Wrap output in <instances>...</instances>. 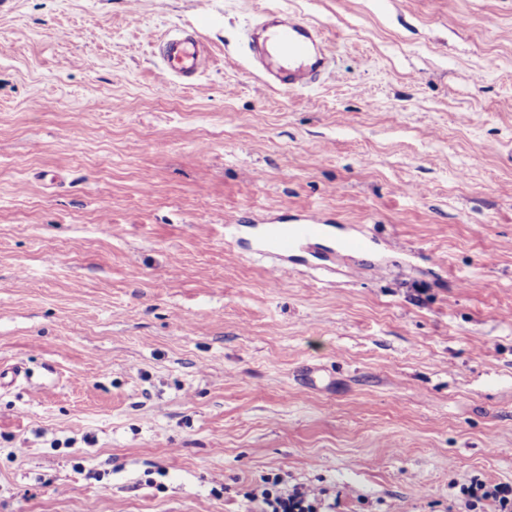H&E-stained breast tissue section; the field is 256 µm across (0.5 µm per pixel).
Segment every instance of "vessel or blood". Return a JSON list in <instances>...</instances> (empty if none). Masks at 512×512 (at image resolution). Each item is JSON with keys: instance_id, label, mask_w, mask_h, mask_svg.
Here are the masks:
<instances>
[{"instance_id": "1", "label": "vessel or blood", "mask_w": 512, "mask_h": 512, "mask_svg": "<svg viewBox=\"0 0 512 512\" xmlns=\"http://www.w3.org/2000/svg\"><path fill=\"white\" fill-rule=\"evenodd\" d=\"M292 63L282 77L283 84L294 89L308 87L326 77L330 62L323 51L325 37L322 30L295 16L279 18L269 33ZM162 72L170 90L178 91L192 86L204 61L203 44L195 36L178 33L167 35L162 45ZM329 231L327 224L315 216H305L294 224H271L266 231L268 254L275 257V273L286 271L288 256L308 248L323 239ZM337 249L345 255L371 254L372 240L360 234L342 235Z\"/></svg>"}]
</instances>
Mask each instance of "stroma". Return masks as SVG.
I'll return each instance as SVG.
<instances>
[{"label":"stroma","mask_w":512,"mask_h":512,"mask_svg":"<svg viewBox=\"0 0 512 512\" xmlns=\"http://www.w3.org/2000/svg\"><path fill=\"white\" fill-rule=\"evenodd\" d=\"M270 12L329 76L272 84ZM175 30L208 52L176 95ZM307 211L372 256L224 241ZM1 367L0 512L512 486V0H0Z\"/></svg>","instance_id":"stroma-1"}]
</instances>
